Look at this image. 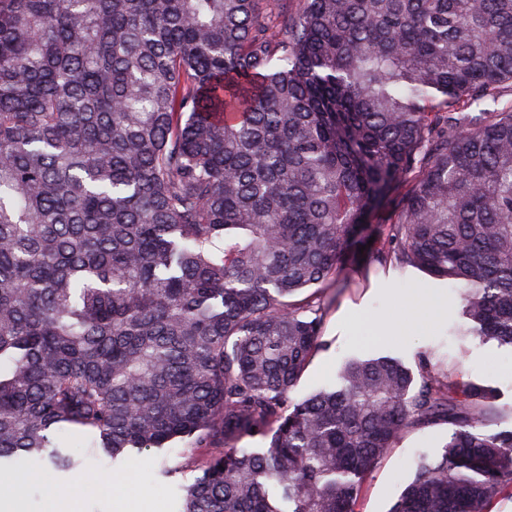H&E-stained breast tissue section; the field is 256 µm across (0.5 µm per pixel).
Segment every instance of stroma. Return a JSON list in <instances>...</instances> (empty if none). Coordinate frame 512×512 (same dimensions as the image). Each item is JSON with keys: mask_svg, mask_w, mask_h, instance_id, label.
<instances>
[{"mask_svg": "<svg viewBox=\"0 0 512 512\" xmlns=\"http://www.w3.org/2000/svg\"><path fill=\"white\" fill-rule=\"evenodd\" d=\"M436 293L448 298V315L426 316L414 321L403 304L380 296L369 288L361 296L342 295L333 305L324 338L328 347L310 364L293 395L303 398L332 384L343 361L352 355H368L384 349L413 365L419 348L434 352L437 360L454 363L465 355L462 366L467 378L496 387L500 393L499 411L490 423L491 429L512 428V350L496 343H482L461 336L462 322L458 289L431 280ZM363 309L357 329L347 330L346 314ZM382 316H393L403 325L392 336H378L371 324ZM448 440V427L436 424L407 433L390 450L378 468L364 481L358 496L356 512H390L404 488L412 480L415 460L419 455L441 453ZM78 465L68 472L58 471L50 460L33 466L30 478L20 485L19 497L25 512H45L47 502L70 498L76 512H176L180 492L196 479L198 472L183 455L182 444L156 452H136L125 461L115 463L92 448L85 436L72 439Z\"/></svg>", "mask_w": 512, "mask_h": 512, "instance_id": "stroma-1", "label": "stroma"}]
</instances>
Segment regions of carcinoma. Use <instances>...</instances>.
Instances as JSON below:
<instances>
[{"instance_id":"cac0c4a2","label":"carcinoma","mask_w":512,"mask_h":512,"mask_svg":"<svg viewBox=\"0 0 512 512\" xmlns=\"http://www.w3.org/2000/svg\"><path fill=\"white\" fill-rule=\"evenodd\" d=\"M366 245L512 350V0H0V481L178 439V512H354L446 423L391 512H491L512 429L459 365L292 396ZM447 440V424L431 425L407 433L364 481L355 512H389L414 476L415 459L425 453H441Z\"/></svg>"}]
</instances>
